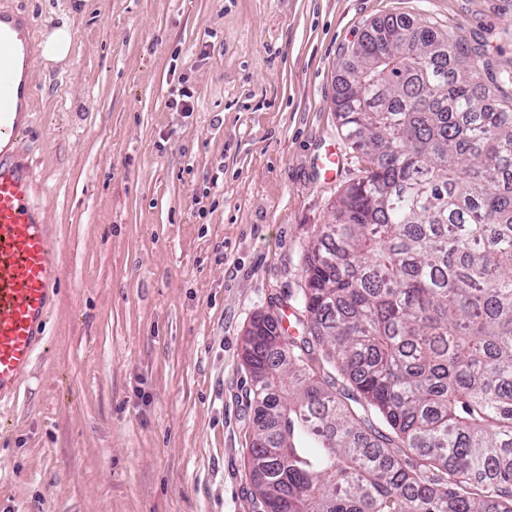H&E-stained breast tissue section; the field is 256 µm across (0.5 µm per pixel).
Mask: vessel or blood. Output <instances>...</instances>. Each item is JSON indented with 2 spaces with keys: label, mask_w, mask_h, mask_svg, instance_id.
<instances>
[{
  "label": "vessel or blood",
  "mask_w": 512,
  "mask_h": 512,
  "mask_svg": "<svg viewBox=\"0 0 512 512\" xmlns=\"http://www.w3.org/2000/svg\"><path fill=\"white\" fill-rule=\"evenodd\" d=\"M33 22L0 11V400L29 371L63 269L59 244L36 203L30 166L13 146L28 130L35 76Z\"/></svg>",
  "instance_id": "b4317fda"
}]
</instances>
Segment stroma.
<instances>
[{"label":"stroma","instance_id":"35a3bbf8","mask_svg":"<svg viewBox=\"0 0 512 512\" xmlns=\"http://www.w3.org/2000/svg\"><path fill=\"white\" fill-rule=\"evenodd\" d=\"M67 27L18 148L61 246L43 341L0 402V512H253L254 316L285 311L360 176L334 112L374 20L512 64V0H0ZM185 86L194 109L169 105ZM343 146L332 182L315 167Z\"/></svg>","mask_w":512,"mask_h":512}]
</instances>
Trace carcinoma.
<instances>
[{"instance_id": "cac0c4a2", "label": "carcinoma", "mask_w": 512, "mask_h": 512, "mask_svg": "<svg viewBox=\"0 0 512 512\" xmlns=\"http://www.w3.org/2000/svg\"><path fill=\"white\" fill-rule=\"evenodd\" d=\"M512 68L372 22L334 110L362 176L303 260L298 335L260 315L259 512H512Z\"/></svg>"}]
</instances>
